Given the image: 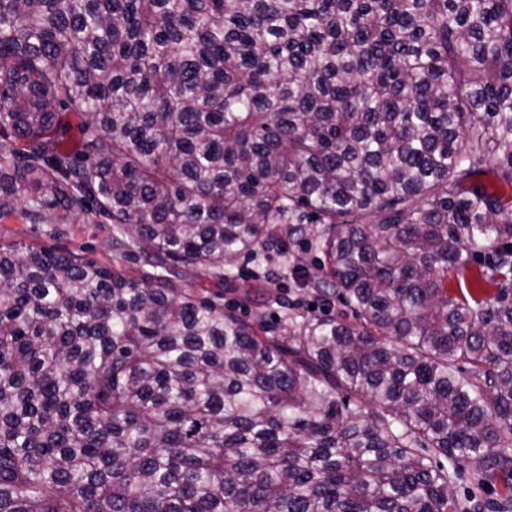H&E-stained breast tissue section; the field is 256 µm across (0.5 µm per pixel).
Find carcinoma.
<instances>
[{
	"label": "carcinoma",
	"mask_w": 512,
	"mask_h": 512,
	"mask_svg": "<svg viewBox=\"0 0 512 512\" xmlns=\"http://www.w3.org/2000/svg\"><path fill=\"white\" fill-rule=\"evenodd\" d=\"M483 172L512 185V0H0V220L142 262L0 242V512H512ZM277 224L319 225L298 274L353 321L197 287ZM467 470L503 491L460 503ZM72 224H65L64 231L55 232L58 224H27L18 219H4L0 223V241H23L39 246L76 251L84 249L88 255L110 266L113 259L127 270H136L131 255L124 257V250H112V225L90 224L83 217H74Z\"/></svg>",
	"instance_id": "1"
}]
</instances>
